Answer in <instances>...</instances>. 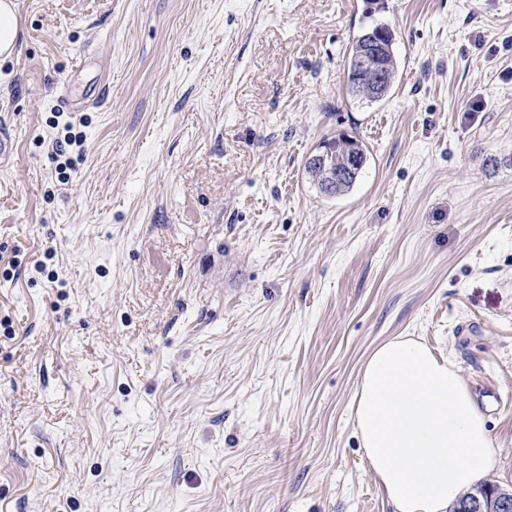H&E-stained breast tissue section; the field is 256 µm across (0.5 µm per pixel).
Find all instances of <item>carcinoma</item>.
<instances>
[{"label":"carcinoma","mask_w":512,"mask_h":512,"mask_svg":"<svg viewBox=\"0 0 512 512\" xmlns=\"http://www.w3.org/2000/svg\"><path fill=\"white\" fill-rule=\"evenodd\" d=\"M394 39L387 25L376 22L364 27L353 38L344 65L345 88L351 97L376 103L388 96L398 75ZM330 143L335 146L336 166L342 168L349 162V170L342 177L331 180L309 159L305 161L304 169L322 195L334 198L352 190L367 162V154L361 140L344 133L330 139Z\"/></svg>","instance_id":"obj_1"}]
</instances>
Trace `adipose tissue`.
<instances>
[{
    "instance_id": "adipose-tissue-1",
    "label": "adipose tissue",
    "mask_w": 512,
    "mask_h": 512,
    "mask_svg": "<svg viewBox=\"0 0 512 512\" xmlns=\"http://www.w3.org/2000/svg\"><path fill=\"white\" fill-rule=\"evenodd\" d=\"M354 417L370 470L395 512H448L494 467L484 417L455 363L408 337L370 353Z\"/></svg>"
}]
</instances>
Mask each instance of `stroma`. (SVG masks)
<instances>
[{
    "instance_id": "1",
    "label": "stroma",
    "mask_w": 512,
    "mask_h": 512,
    "mask_svg": "<svg viewBox=\"0 0 512 512\" xmlns=\"http://www.w3.org/2000/svg\"><path fill=\"white\" fill-rule=\"evenodd\" d=\"M15 3L0 512H393L353 400L395 336L456 363L512 487V0H383L379 104L345 89L366 0ZM76 64L105 96L70 114ZM339 133L368 162L328 198ZM326 141L328 140H324L323 143ZM329 141L330 143L322 144L318 154L315 153L316 155L313 154L307 158L304 169L311 182L317 186L322 195L334 198L343 196L352 190L367 162V154L362 141L357 137L340 133ZM330 144L336 147L335 150ZM333 151L336 156L337 167H345L344 164L350 162L351 159L354 162L341 178L330 180L322 168L311 161V158L315 155V158H319L322 163H325L328 157H332Z\"/></svg>"
}]
</instances>
